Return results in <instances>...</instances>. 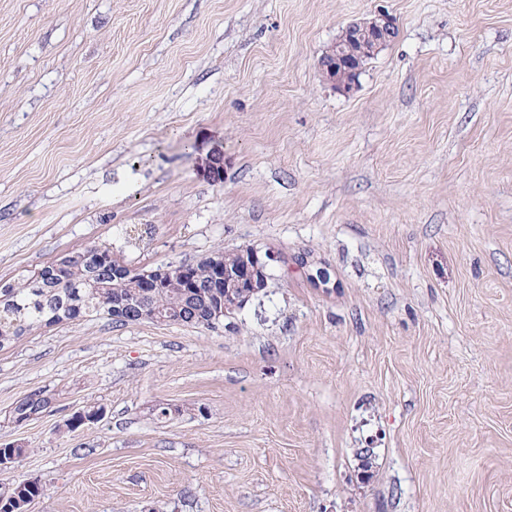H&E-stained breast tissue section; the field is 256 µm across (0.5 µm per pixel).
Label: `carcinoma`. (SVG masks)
I'll return each instance as SVG.
<instances>
[{
    "label": "carcinoma",
    "instance_id": "cac0c4a2",
    "mask_svg": "<svg viewBox=\"0 0 512 512\" xmlns=\"http://www.w3.org/2000/svg\"><path fill=\"white\" fill-rule=\"evenodd\" d=\"M117 268V278L103 268ZM147 270L134 268L105 245H92L81 251L60 255L30 275L0 286V348L43 327L79 321L92 316L112 317V304H140L165 316H193L194 326H210L213 311L224 300V289L209 259L185 263V270L171 271L146 281ZM53 403L52 396L35 391L20 399L11 412L15 425L43 414ZM40 495L39 487L19 481L5 501L14 512L18 503H30Z\"/></svg>",
    "mask_w": 512,
    "mask_h": 512
}]
</instances>
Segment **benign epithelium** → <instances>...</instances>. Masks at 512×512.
<instances>
[{
  "instance_id": "1",
  "label": "benign epithelium",
  "mask_w": 512,
  "mask_h": 512,
  "mask_svg": "<svg viewBox=\"0 0 512 512\" xmlns=\"http://www.w3.org/2000/svg\"><path fill=\"white\" fill-rule=\"evenodd\" d=\"M347 41L334 43L324 54L320 62L321 71H334L340 69L348 79L338 81L336 86L343 90L356 84L358 68L349 50V42L354 39H370L377 44L392 43L397 35L398 28L395 19L385 11H379L373 17L362 19L349 24L344 29ZM241 261L235 267H224V308L214 313V318L233 317L261 288L267 285L271 263L277 261V256L267 252L260 254L254 247L240 249ZM138 316L142 321L158 322L160 318L156 313L147 309L131 311L125 305L112 308V317L115 320H124L129 316Z\"/></svg>"
}]
</instances>
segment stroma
<instances>
[{
    "label": "stroma",
    "instance_id": "stroma-1",
    "mask_svg": "<svg viewBox=\"0 0 512 512\" xmlns=\"http://www.w3.org/2000/svg\"><path fill=\"white\" fill-rule=\"evenodd\" d=\"M381 8L337 90L321 57ZM91 244L279 260L228 327L0 349L29 512H512V0H0V280ZM344 34L350 41L364 38L386 45L396 39L398 28L395 19L388 12L379 11L371 18L349 24L344 29ZM53 403L52 396L42 391H35L20 399L11 412V419L15 425L26 424L30 420L43 414Z\"/></svg>",
    "mask_w": 512,
    "mask_h": 512
}]
</instances>
